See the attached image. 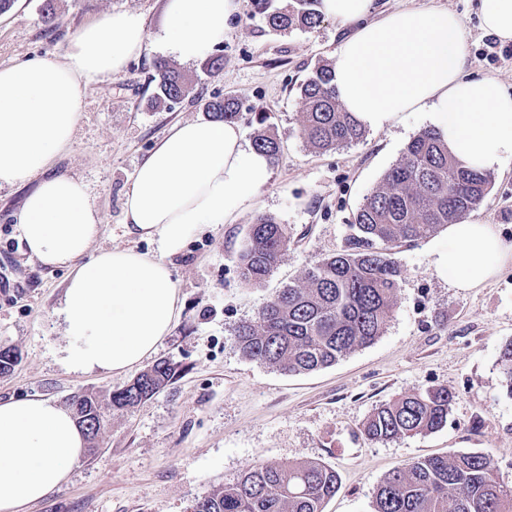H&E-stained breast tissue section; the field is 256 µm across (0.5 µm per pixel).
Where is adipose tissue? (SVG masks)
<instances>
[{"mask_svg": "<svg viewBox=\"0 0 512 512\" xmlns=\"http://www.w3.org/2000/svg\"><path fill=\"white\" fill-rule=\"evenodd\" d=\"M372 0H321V11L357 30L341 40L331 67L336 97L366 128L422 112L451 153L485 172L512 160V94L495 79L465 73L460 22L445 8H407L368 21ZM236 0H166L165 46L184 62L223 43ZM142 18L122 11L81 29L63 59L0 66V187L35 182L18 215L21 238L42 265L70 269L58 309L70 371L125 372L141 365L178 315L166 262L206 224H231L251 210L272 161L234 123L174 124L135 171L126 194L130 231L157 242L93 251L100 216L83 180L49 172L70 144L85 87L121 73L144 49ZM436 270L462 290L482 286L512 262V244L492 225H449L432 247ZM86 447L73 414L41 397L0 400V512H28L63 484Z\"/></svg>", "mask_w": 512, "mask_h": 512, "instance_id": "obj_1", "label": "adipose tissue"}]
</instances>
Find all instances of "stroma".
Masks as SVG:
<instances>
[{"instance_id": "obj_1", "label": "stroma", "mask_w": 512, "mask_h": 512, "mask_svg": "<svg viewBox=\"0 0 512 512\" xmlns=\"http://www.w3.org/2000/svg\"><path fill=\"white\" fill-rule=\"evenodd\" d=\"M53 2L57 20L42 14ZM412 7L446 8L460 20L467 72L496 78L512 92V41L500 56L483 53L488 37L477 0H372L370 20ZM165 0H15L0 14V65L44 56L64 58L83 26L118 11L145 21L146 48L124 71L90 84L71 143L52 160L54 175L75 176L101 216L95 249L132 247L157 254L154 241L126 226L124 201L143 158L170 127L205 120L210 100L231 96L247 140L273 132L281 153L257 207L232 224H208L169 259L179 315L156 359L179 366L177 379L128 412L105 411L95 452L84 453L66 483L30 512H191L196 499L235 481L258 461H318L340 476L324 512H373L377 485L393 469L427 457L492 452L498 477L512 485V397L503 388L500 356L512 341V263L481 287L453 288L432 265L429 243L446 231L403 244L392 315L381 336L335 365L288 375L244 357L235 331L256 317L280 288L321 258L344 249L353 217L407 144L428 123L420 112L357 142L328 151L300 131L301 83L331 65L347 33L331 18L310 30L274 31L239 0L228 20L220 69L169 58L159 38ZM185 76L178 104L156 101L157 62ZM32 184L0 188V345L21 354L0 375V400L39 396L66 405L76 393L108 398L134 371L73 373L63 364L67 338L57 309L70 271L30 257L16 218ZM261 215L287 226L291 243L261 285L245 284L237 256L247 228ZM512 244V162L494 171L485 201L472 212ZM428 387L453 395L447 423L433 432L388 441L363 433L373 409Z\"/></svg>"}]
</instances>
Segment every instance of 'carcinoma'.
<instances>
[{"instance_id":"cac0c4a2","label":"carcinoma","mask_w":512,"mask_h":512,"mask_svg":"<svg viewBox=\"0 0 512 512\" xmlns=\"http://www.w3.org/2000/svg\"><path fill=\"white\" fill-rule=\"evenodd\" d=\"M270 2L256 0L275 31L313 29L321 22V0H290L284 11L270 9ZM154 80L161 100L178 103L187 92L182 76L162 63ZM300 96L301 133L312 148L327 151L363 137L364 128L336 101L329 68L309 76ZM241 108L230 96L207 105L212 118L224 122L237 120ZM255 146L274 160L281 152L277 137L264 130L256 135ZM492 182L489 172L463 167L434 129L421 131L358 208L347 249L315 262L296 284L275 293L254 320L238 326L242 355L299 375L327 368L375 341L392 314L400 285L397 249L460 221L485 200ZM289 243L284 225L267 215L257 217L238 255L242 280L257 284L268 278ZM19 358L15 348L0 346V374L11 371ZM501 372L512 397V341L502 349ZM177 374L174 363L158 361L112 392L108 402L114 410H131ZM452 399L448 389L432 388L381 404L367 418L364 432L375 440L432 432L447 423ZM68 405L89 450H95L105 427L100 397L80 393ZM338 482L336 470L324 463L262 460L237 481L198 499L193 512H323ZM374 512H512V486L500 482L490 453L418 459L384 477L375 491Z\"/></svg>"}]
</instances>
